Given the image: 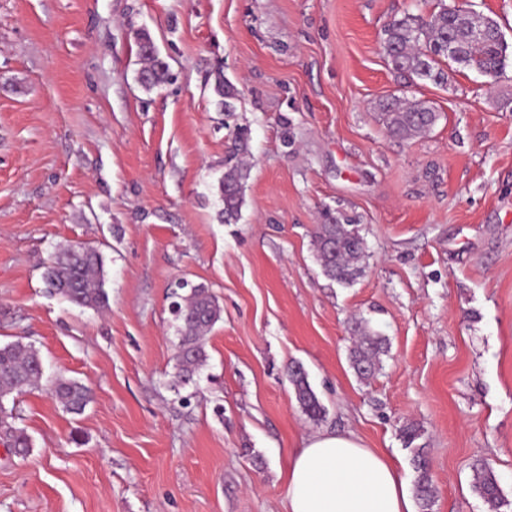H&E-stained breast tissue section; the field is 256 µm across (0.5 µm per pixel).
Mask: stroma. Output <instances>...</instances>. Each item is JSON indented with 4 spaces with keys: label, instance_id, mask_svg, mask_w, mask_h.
Instances as JSON below:
<instances>
[{
    "label": "stroma",
    "instance_id": "1",
    "mask_svg": "<svg viewBox=\"0 0 512 512\" xmlns=\"http://www.w3.org/2000/svg\"><path fill=\"white\" fill-rule=\"evenodd\" d=\"M496 19L498 79L446 85L387 65L384 25L437 0H0V345L39 348L47 378L89 386L83 414L49 387L16 396L29 455L0 442V512H287L288 462L311 434L353 432L407 486L401 430L420 427L434 512H488L481 459L512 512V0H459ZM169 66L145 89L138 33ZM223 68L236 109L217 111ZM439 119L390 137L380 105ZM250 174L237 222L218 184L238 129ZM354 218L365 273L316 260L326 213ZM104 256L107 309L46 291L43 264ZM223 318L198 383L171 386L177 283ZM389 340L366 382L355 321ZM297 362L325 408L299 407ZM472 488L488 506V511L497 512L506 505L499 476L487 463L473 466Z\"/></svg>",
    "mask_w": 512,
    "mask_h": 512
}]
</instances>
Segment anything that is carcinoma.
Returning a JSON list of instances; mask_svg holds the SVG:
<instances>
[{
    "mask_svg": "<svg viewBox=\"0 0 512 512\" xmlns=\"http://www.w3.org/2000/svg\"><path fill=\"white\" fill-rule=\"evenodd\" d=\"M138 44L144 63L139 79L150 89L168 77V65L146 34H138ZM381 46L387 64L394 71L410 79H426L436 84L448 82L444 66L451 64L496 79L503 74L507 50L496 20L455 3L448 4L446 0H439L438 11L428 18L407 12L391 19L384 26ZM213 89L220 110L233 111L235 89L224 82L220 69L214 72ZM381 109L386 115L388 134L399 139L425 132L438 120V113L421 102L393 99L383 103ZM246 149L238 137L226 157L227 171L219 183L223 202L219 218L226 223L240 215L249 168L237 157ZM313 238L321 270L328 279L349 286L362 276L364 241L344 218L336 216L316 225ZM44 281L49 294L58 295L76 307L103 311L108 306L104 258L96 249L69 246L59 250L46 266ZM177 304L178 342L172 381L175 389L196 383L209 359L206 336L222 315L217 297L202 284L179 295ZM385 352L387 339L364 326L350 350V366L359 379L367 380L380 369V355ZM43 377V358L34 344L17 340L0 346V433L18 455L29 453L31 439L24 429L15 425L13 410L7 409L5 402L24 389L40 388ZM288 379L304 414L314 421L320 420L324 407L311 388L304 367L299 363L288 366ZM51 392L62 408L73 415L82 414L92 400L87 385L63 375L52 381ZM413 464L420 512H433L435 488L424 449H413ZM472 488L489 512H499L506 505L499 476L484 462L473 466Z\"/></svg>",
    "mask_w": 512,
    "mask_h": 512,
    "instance_id": "1",
    "label": "carcinoma"
}]
</instances>
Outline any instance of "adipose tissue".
<instances>
[{
  "mask_svg": "<svg viewBox=\"0 0 512 512\" xmlns=\"http://www.w3.org/2000/svg\"><path fill=\"white\" fill-rule=\"evenodd\" d=\"M285 485L288 512H413L395 467L351 433L309 437L294 452Z\"/></svg>",
  "mask_w": 512,
  "mask_h": 512,
  "instance_id": "1",
  "label": "adipose tissue"
}]
</instances>
